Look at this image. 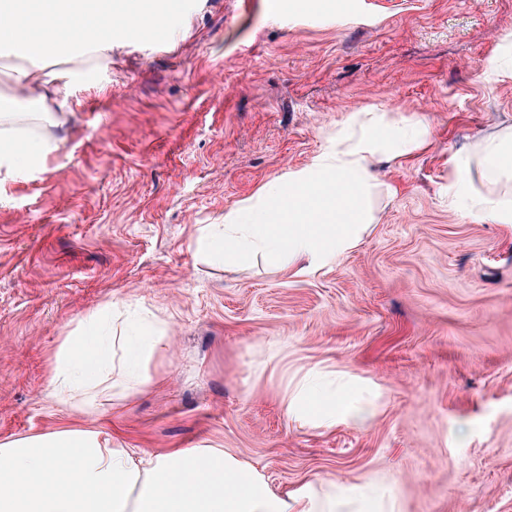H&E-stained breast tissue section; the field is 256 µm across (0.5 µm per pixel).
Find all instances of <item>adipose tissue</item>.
Wrapping results in <instances>:
<instances>
[{
  "label": "adipose tissue",
  "mask_w": 512,
  "mask_h": 512,
  "mask_svg": "<svg viewBox=\"0 0 512 512\" xmlns=\"http://www.w3.org/2000/svg\"><path fill=\"white\" fill-rule=\"evenodd\" d=\"M63 2L37 0L20 9L18 21L31 30L61 24L76 30L96 27L91 53L102 62L112 59L113 14L148 20L141 0H115L109 13L67 9ZM80 76L75 68L44 73L35 112H20L10 102H0V168L42 164L57 140L48 134H27L26 128L47 116L71 114L60 83ZM426 140L422 128L398 130L387 144L360 133L322 154L296 179L268 184L265 204L241 207L232 223L201 227L198 242L213 258L227 263L257 253L287 258L292 266L341 256L360 243L372 222L375 162L404 157ZM475 159L492 196L470 189ZM511 168L509 128L481 141L476 155L455 157L451 187L470 209L494 223L512 224V189L504 183ZM169 344V336L154 326L135 334L100 335L96 316H87L53 356L51 396L60 405H77L83 415H95L100 394L109 392L122 400L159 384L158 363ZM318 398L323 401V427L367 416L366 410L339 395L316 396L307 383L282 401V413L294 418L301 403ZM346 504L337 496L334 481L280 491L261 471L211 446L138 455L97 430L71 427L0 442V512H343Z\"/></svg>",
  "instance_id": "ef3b65f1"
}]
</instances>
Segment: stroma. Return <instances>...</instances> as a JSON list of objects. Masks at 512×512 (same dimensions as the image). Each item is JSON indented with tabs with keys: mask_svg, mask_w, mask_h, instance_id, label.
Returning a JSON list of instances; mask_svg holds the SVG:
<instances>
[{
	"mask_svg": "<svg viewBox=\"0 0 512 512\" xmlns=\"http://www.w3.org/2000/svg\"><path fill=\"white\" fill-rule=\"evenodd\" d=\"M66 93L56 149L0 171V441L93 427L380 512H512V224L450 187L452 155L512 126V0H172ZM369 113L375 139H428L377 163L357 248L295 273L198 246ZM115 302L165 324L166 379L84 416L50 398L51 358ZM311 370L369 419L285 420Z\"/></svg>",
	"mask_w": 512,
	"mask_h": 512,
	"instance_id": "obj_1",
	"label": "stroma"
}]
</instances>
